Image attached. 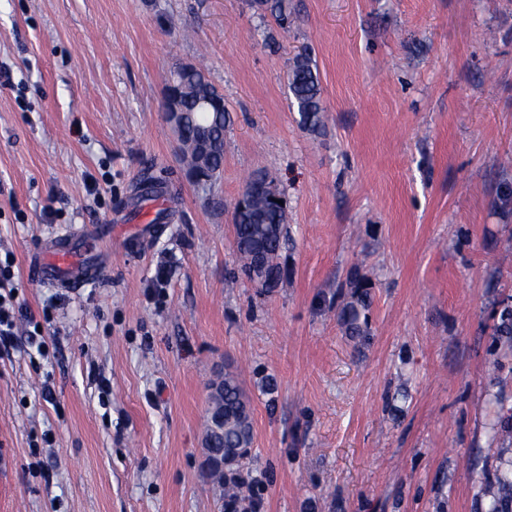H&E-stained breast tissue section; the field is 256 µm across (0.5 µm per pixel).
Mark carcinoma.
I'll use <instances>...</instances> for the list:
<instances>
[{
    "instance_id": "cac0c4a2",
    "label": "carcinoma",
    "mask_w": 512,
    "mask_h": 512,
    "mask_svg": "<svg viewBox=\"0 0 512 512\" xmlns=\"http://www.w3.org/2000/svg\"><path fill=\"white\" fill-rule=\"evenodd\" d=\"M252 7L260 16L269 15L280 24L288 20L285 0H252ZM173 81L182 89V111L186 113L188 130L192 132L202 128L221 144L210 163L201 168L198 166L194 142L188 138L179 142L181 161L187 172L210 181L224 165L222 144L230 122L224 96L207 78L204 70L194 65L179 68ZM288 96L290 108L298 112L300 127L312 133L325 129L326 107L320 77L306 49L293 57L289 65ZM273 186L275 177L271 175L252 177L246 182L242 193L243 203L236 204L234 211L233 250L241 263L243 274L250 279L255 248L259 242L268 240L264 259L267 269L275 273L276 283L279 284L284 277L279 259L288 234L287 210L286 205L274 202L269 195L267 188ZM365 308V300L358 298L343 310L341 320L349 335H363L361 316ZM495 335L512 341V306L505 307L501 312ZM215 406L224 409V435L214 436L213 427L206 425L209 445L206 465L209 475L221 485L228 477L233 486L243 485L247 477L242 464L251 453L254 431L248 401L235 375L224 374L223 395L215 400ZM489 492L492 496L490 512H512V477L494 475Z\"/></svg>"
}]
</instances>
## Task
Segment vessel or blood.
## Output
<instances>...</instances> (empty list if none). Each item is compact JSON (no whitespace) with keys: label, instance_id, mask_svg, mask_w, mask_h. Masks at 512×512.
Wrapping results in <instances>:
<instances>
[{"label":"vessel or blood","instance_id":"obj_1","mask_svg":"<svg viewBox=\"0 0 512 512\" xmlns=\"http://www.w3.org/2000/svg\"><path fill=\"white\" fill-rule=\"evenodd\" d=\"M103 236L95 231L81 237L61 236L29 257V274L40 282L60 288L83 287L94 263L101 259Z\"/></svg>","mask_w":512,"mask_h":512}]
</instances>
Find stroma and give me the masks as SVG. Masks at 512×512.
<instances>
[{
  "mask_svg": "<svg viewBox=\"0 0 512 512\" xmlns=\"http://www.w3.org/2000/svg\"><path fill=\"white\" fill-rule=\"evenodd\" d=\"M288 7L283 29L250 0H0V257L23 313L0 353V512H224L203 441L227 372L259 512H485L483 472L512 466V350L493 334L512 302V0ZM305 49L320 135L289 108ZM184 65L230 116L205 186L165 118ZM261 171L288 207L269 292L232 247ZM146 175L162 207L135 200ZM107 225L91 286L30 276L34 249ZM356 282L370 306L351 336ZM366 308L365 300L362 298H357L355 301H352L345 310H343L341 315V320L343 321V325L345 326L346 331L351 336H360L363 335L364 329L363 324L365 323V315L363 321L361 322L362 311Z\"/></svg>",
  "mask_w": 512,
  "mask_h": 512,
  "instance_id": "35a3bbf8",
  "label": "stroma"
}]
</instances>
